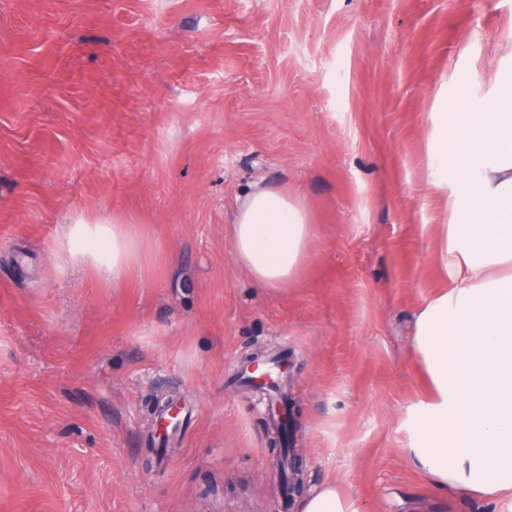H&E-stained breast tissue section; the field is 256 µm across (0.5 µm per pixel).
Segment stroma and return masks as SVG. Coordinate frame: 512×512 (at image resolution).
I'll list each match as a JSON object with an SVG mask.
<instances>
[{
	"label": "stroma",
	"mask_w": 512,
	"mask_h": 512,
	"mask_svg": "<svg viewBox=\"0 0 512 512\" xmlns=\"http://www.w3.org/2000/svg\"><path fill=\"white\" fill-rule=\"evenodd\" d=\"M512 77V0H0V512H299L257 349L293 364L305 488L365 512H512L406 462L415 312L447 284L428 182L441 84ZM313 221L279 289L239 267L255 182ZM139 224L117 287L57 271L60 224ZM182 427L149 456L157 397ZM301 512H364L363 502L338 480L317 486L299 505Z\"/></svg>",
	"instance_id": "stroma-1"
}]
</instances>
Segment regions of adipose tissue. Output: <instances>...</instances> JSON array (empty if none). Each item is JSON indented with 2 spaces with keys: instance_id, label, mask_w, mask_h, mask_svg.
Masks as SVG:
<instances>
[{
  "instance_id": "obj_1",
  "label": "adipose tissue",
  "mask_w": 512,
  "mask_h": 512,
  "mask_svg": "<svg viewBox=\"0 0 512 512\" xmlns=\"http://www.w3.org/2000/svg\"><path fill=\"white\" fill-rule=\"evenodd\" d=\"M435 192H453L439 259L452 284L415 314L413 346L429 393L413 409L411 466L440 490L478 498L512 491V81L482 101L440 92L429 115ZM311 221L295 195L254 184L234 215L239 262L270 288L304 259ZM138 225L84 215L63 225L54 253L64 266L116 284L140 267ZM301 512H364L342 483L317 486Z\"/></svg>"
}]
</instances>
